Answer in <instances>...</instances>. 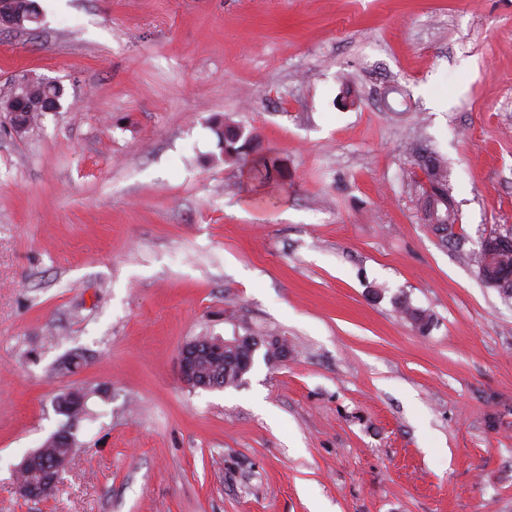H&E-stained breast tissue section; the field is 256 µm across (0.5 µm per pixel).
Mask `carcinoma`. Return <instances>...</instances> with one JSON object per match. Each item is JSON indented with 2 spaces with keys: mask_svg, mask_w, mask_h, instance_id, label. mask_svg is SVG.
<instances>
[{
  "mask_svg": "<svg viewBox=\"0 0 512 512\" xmlns=\"http://www.w3.org/2000/svg\"><path fill=\"white\" fill-rule=\"evenodd\" d=\"M17 82L24 84V102L17 103L19 111L13 113V126L30 127L38 120L41 112L34 109L35 104L56 95L48 79L22 75ZM213 131L224 145V161L231 164H251V170L266 178L280 172L281 160L274 156H253L255 153L254 137L235 125L216 122ZM411 154L415 164L423 174V181L419 184L421 189L419 208L421 220L431 225L447 244H459L463 236L455 231L459 223L458 210L448 189V166L446 161L438 154L419 146L411 147ZM489 236L501 244L496 248L492 263H487L484 241H479L478 249L471 251L473 262L477 266L481 280L492 288H498L512 294V231L489 232ZM397 310L402 318L411 323L419 331L424 332L431 325V318L422 309L411 306L406 301L397 304ZM200 376L211 378L222 376L224 386L236 387L242 382L239 377L238 363L231 359L224 363L202 356L198 361ZM59 414L65 416L67 421H77L87 412L86 394L81 389H72L56 398ZM76 446V439L62 437L58 443L47 441L39 448V455L33 464L17 470V479L26 485L36 488L42 486L43 474L47 469L53 468L59 462L65 461L72 455Z\"/></svg>",
  "mask_w": 512,
  "mask_h": 512,
  "instance_id": "cac0c4a2",
  "label": "carcinoma"
}]
</instances>
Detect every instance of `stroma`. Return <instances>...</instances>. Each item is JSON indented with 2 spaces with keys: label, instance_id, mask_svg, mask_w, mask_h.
I'll return each mask as SVG.
<instances>
[{
  "label": "stroma",
  "instance_id": "stroma-1",
  "mask_svg": "<svg viewBox=\"0 0 512 512\" xmlns=\"http://www.w3.org/2000/svg\"><path fill=\"white\" fill-rule=\"evenodd\" d=\"M37 3L0 30V97L65 89L25 134L0 112V512H512V296L469 257L512 228V0ZM217 120L286 175L222 162ZM246 327L288 361L180 382ZM100 386L56 495L19 497L56 396ZM410 150L415 164L423 174L419 184L422 222L431 224L441 241L446 244H460L463 236L455 231L459 217L448 189L446 161L440 155L416 145ZM397 310L402 318L411 323L420 332L427 331L431 325L430 315L425 310L411 306L407 301H400ZM246 334L249 336H241L239 333L235 332L234 336L229 339H223L217 336H207L204 343L205 353L212 355L216 358H224V353L228 348H231L235 354L238 356V362L240 365L250 364L251 356L254 350L258 346H254V343L261 342V348H264V352L262 353V359L265 364L268 365L270 360L267 358L270 347L274 346L279 342L280 339H285L283 337H279L273 334H256L246 331ZM201 345L197 342H190L185 344L180 351L179 355V376L180 380L184 386L190 389H221L223 387H236L238 386L245 374H247L254 365L255 357L253 358L252 364L250 368L239 377L238 363L235 362V359H231L230 356L229 361L224 362V366L217 362L216 360L208 357L202 356L198 361V368L201 377L199 378L197 372V357L201 354ZM216 375H223L222 378H211ZM211 378V379H208ZM223 379L222 383H218Z\"/></svg>",
  "mask_w": 512,
  "mask_h": 512
}]
</instances>
